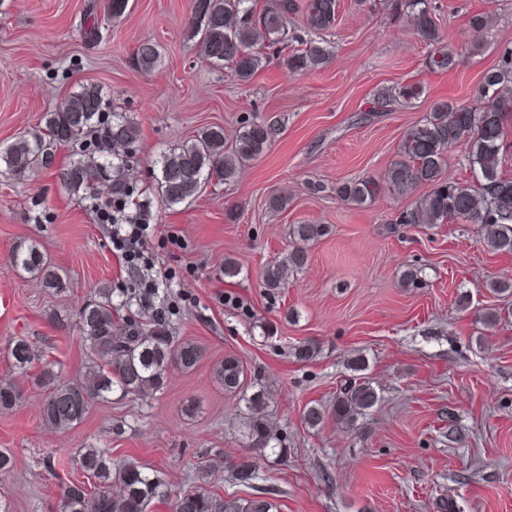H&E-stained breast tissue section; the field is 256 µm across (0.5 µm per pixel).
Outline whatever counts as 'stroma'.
I'll return each mask as SVG.
<instances>
[{
  "label": "stroma",
  "instance_id": "35a3bbf8",
  "mask_svg": "<svg viewBox=\"0 0 512 512\" xmlns=\"http://www.w3.org/2000/svg\"><path fill=\"white\" fill-rule=\"evenodd\" d=\"M90 2L0 0L1 147L38 132L42 115L87 83L136 123L130 176L147 190L160 152L201 129L221 126L231 143L244 118L277 114L284 125L236 181H210L172 208L154 205L148 251L171 277L164 300L173 335L202 350L196 368L170 367L146 399L93 401L67 430L44 423L45 391L11 366L8 347L27 338L58 383L76 382L90 353L76 331L56 329L54 316L74 313L96 289L137 288L138 275L113 249L109 225L61 184L56 168L73 161L70 148L57 149L54 168L23 178L0 172V382L23 390L16 406L0 409V451L13 461L0 474V500L12 512H51L64 486L81 479L76 458L89 447L161 473L169 499L150 512H172L170 498L192 489L205 458L211 490L247 495L229 471L246 453L238 432L244 404L214 377L232 355L249 382L267 389L291 450L285 460L256 459L259 486L280 491L278 512H436L441 501L448 512H512V295L485 286L512 279V254L489 251L476 224L397 223L409 201L388 191L363 206L335 192L346 180L383 174L406 129L434 102L471 97L497 65L499 44L512 41V0H436L440 31L460 60L443 74L425 68L431 49L403 20L339 0L323 68L291 75L271 53L246 83L206 63L189 39L192 0H130L94 45L80 35ZM483 9L495 17L484 42L466 22ZM148 39L161 59L143 70L133 50ZM412 82L424 89L412 104L365 111L372 94ZM312 181L325 191L311 193ZM279 192L286 208L270 209ZM294 224L330 231L272 297L259 271L286 256ZM30 243L55 267L61 289L11 266L13 249ZM228 260L237 276H225ZM414 265L426 283L404 287L401 275ZM228 295L238 307L225 304ZM489 310L500 315L492 328L481 318ZM309 342L314 357L297 360L295 345ZM354 377L370 381L378 404L352 426L330 418L308 427L305 409L330 406Z\"/></svg>",
  "mask_w": 512,
  "mask_h": 512
}]
</instances>
